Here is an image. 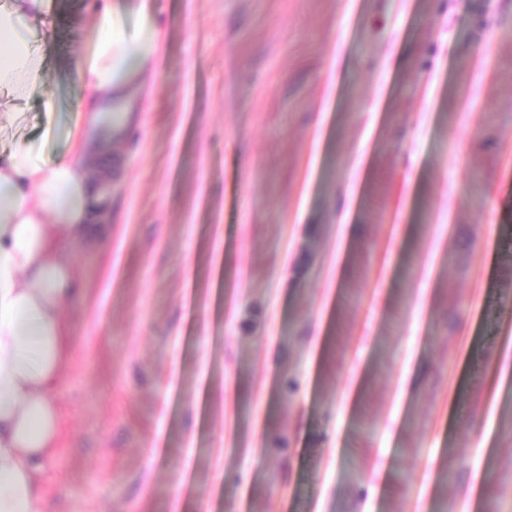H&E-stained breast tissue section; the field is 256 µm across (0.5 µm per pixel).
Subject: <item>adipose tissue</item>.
Masks as SVG:
<instances>
[{"instance_id": "1", "label": "adipose tissue", "mask_w": 512, "mask_h": 512, "mask_svg": "<svg viewBox=\"0 0 512 512\" xmlns=\"http://www.w3.org/2000/svg\"><path fill=\"white\" fill-rule=\"evenodd\" d=\"M88 9L95 41L71 61L87 95L68 152L48 160L39 142L0 145V512H46L40 476L60 432L54 392L72 346L64 310L78 299L73 256L100 244L91 228L124 135L101 119L145 111L165 44L155 0H90ZM129 11L144 24L132 40L122 30ZM52 24L49 0L0 5V132L19 124L42 87L45 57L32 33Z\"/></svg>"}]
</instances>
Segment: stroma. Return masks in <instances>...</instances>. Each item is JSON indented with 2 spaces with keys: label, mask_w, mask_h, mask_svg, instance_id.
Segmentation results:
<instances>
[{
  "label": "stroma",
  "mask_w": 512,
  "mask_h": 512,
  "mask_svg": "<svg viewBox=\"0 0 512 512\" xmlns=\"http://www.w3.org/2000/svg\"><path fill=\"white\" fill-rule=\"evenodd\" d=\"M87 6L55 0L0 140L66 151ZM155 17L112 243L74 257L47 512H512V0Z\"/></svg>",
  "instance_id": "obj_1"
}]
</instances>
